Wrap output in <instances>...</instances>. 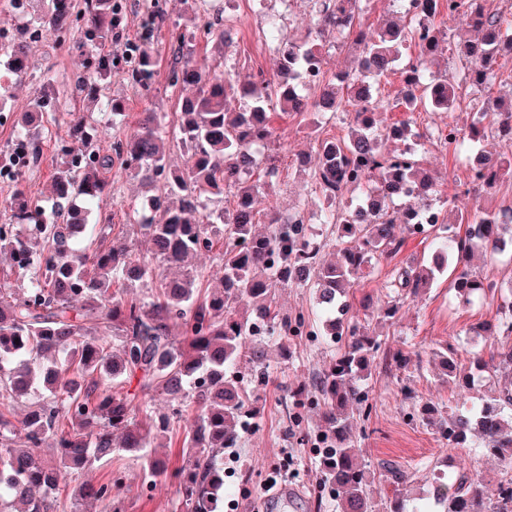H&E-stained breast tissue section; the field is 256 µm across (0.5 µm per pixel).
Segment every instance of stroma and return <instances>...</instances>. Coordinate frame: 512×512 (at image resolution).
I'll use <instances>...</instances> for the list:
<instances>
[{
	"label": "stroma",
	"instance_id": "obj_1",
	"mask_svg": "<svg viewBox=\"0 0 512 512\" xmlns=\"http://www.w3.org/2000/svg\"><path fill=\"white\" fill-rule=\"evenodd\" d=\"M165 21L155 28L152 45L159 54V62L150 88L144 89L130 83L122 73H114L111 80L102 84L101 100L120 99L125 103L124 114L111 113L87 106L86 102L74 101L67 105L58 124L41 130V160L34 173L25 174L22 188L39 199L45 208L55 204L52 183L57 172L59 141L67 127L83 121L102 128V146H109L113 136L126 133L139 113L161 112L168 122L178 120L176 100L178 91L168 85L171 54L168 48L170 32L174 24L193 29L188 19L185 0H163ZM225 15L239 16L240 21L230 33V41L224 49L214 43L197 38L195 50L207 57L216 69H223L225 58H233L240 77H248L252 70L261 68L266 73L277 69L276 56L261 51L259 39L265 25L263 16L254 12L249 0H221ZM32 57L40 72L51 71L58 81L70 80L83 67L85 51L77 43H70L58 50L48 43H36L31 47ZM38 77L21 83H10L4 94L8 113L0 121V148L12 144L14 122L27 111L39 89ZM415 129L422 137L416 147V158L421 167L430 171L436 181L432 199L437 208L451 209L454 200L488 209L512 203V180L501 184L492 195L475 192L468 179V171L458 158L446 154L439 142L425 139L428 130L455 121L466 126L470 120L469 107H459L454 115L443 112H423L412 116ZM272 125L276 139L268 149L279 168L278 183L266 205L278 212L293 211L296 204H303L307 213L318 212L322 197L311 184L298 175L301 154L312 152L316 138L342 139L348 133L340 120L314 122L312 117L274 114ZM149 187L143 176H123L115 194L104 195L98 213L110 217L114 226L110 238H127L138 241L140 249H147L135 226L128 224L126 212L132 203L142 202ZM428 252V245L420 237L406 236L400 252L392 262H385L374 273L359 275L354 287V302L349 311L354 320L368 325L380 334L383 345L372 360V376L367 390L372 405L371 416L362 431L356 434V445L362 448L364 462L374 470L377 484H384L386 477L380 470V462L387 461L415 471L414 480L403 487L409 503L431 497L437 472L467 467L482 479L488 491H495L500 467L497 461L480 454L474 448L449 447L436 428L422 425L416 415L419 403L426 400L443 404L447 413H454L480 404L490 389L498 386L497 372L485 369L477 374L471 388L460 389L442 380L436 353L446 344L467 349L478 344L483 351L497 345L494 336L478 335L481 324L492 322L495 317V301L486 299L469 305L460 304L448 283L441 282L417 296L399 304L395 318L382 320L380 309L386 301L384 284L394 267L407 266L419 261ZM288 355H281L276 345L268 347V364L271 376L267 383L250 387L249 405L260 417V427L248 435L242 447L233 449L224 459V484L231 487L228 507L224 512H255L260 506L264 481L271 467L288 465L291 472L288 487L296 512H334L332 507L318 506L314 491L318 485V467L306 437L314 433L318 418L316 411H309L302 424L293 423L281 402L285 389L303 390L306 396H314V381L325 368L330 351L324 345L306 337H288ZM408 353L410 362L406 368L394 367L391 355L396 350ZM415 392L414 399H405L404 388ZM121 477L118 492L121 512H171L176 498L171 484H159L152 495L142 490V474L132 454L125 453L111 461L98 463L88 477L103 483L112 477ZM250 481V495L236 494L242 481Z\"/></svg>",
	"mask_w": 512,
	"mask_h": 512
}]
</instances>
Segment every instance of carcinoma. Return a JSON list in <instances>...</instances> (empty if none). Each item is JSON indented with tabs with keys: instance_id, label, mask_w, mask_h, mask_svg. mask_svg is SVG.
<instances>
[{
	"instance_id": "carcinoma-1",
	"label": "carcinoma",
	"mask_w": 512,
	"mask_h": 512,
	"mask_svg": "<svg viewBox=\"0 0 512 512\" xmlns=\"http://www.w3.org/2000/svg\"><path fill=\"white\" fill-rule=\"evenodd\" d=\"M33 2L37 6L29 29L36 35L21 32L0 45L7 71L19 82L26 80L35 69L28 55L32 39L49 36L64 46L71 37L87 48L85 70L72 85L95 101L100 84L112 78L114 70L125 68V60L112 52V44L123 34L119 0H84L82 5L76 0ZM309 2L318 16L316 28L288 42L278 72L258 81L240 80L233 66L212 70L207 58L195 55L192 37L174 27L169 87L194 89L178 100L175 128L169 129L166 116L143 112L130 132L103 149L97 127L75 122L63 138L54 207L48 210L22 191L10 199L0 224V252L8 254L14 271L29 276V281L21 296L0 283V508L57 512L58 497L68 487L78 502L109 507L115 485L81 481L79 474L120 452L135 454L144 484L153 488L166 480L168 464L152 448L189 410L192 419L180 440L185 465L177 471L180 512H223L224 449L241 447L244 421L252 416L243 368L258 381L267 372V341L251 339L253 324L263 315L269 335L284 337L302 327L303 319L281 313L274 301V288L291 283L317 289L315 328L309 335L326 336L337 345L319 376L315 398L320 409L315 434L319 484L330 488L336 512H512V454L504 452L512 448L508 387L449 417L431 401L418 408L421 421L436 428L448 445L465 448L476 441L498 460L496 493L487 494L476 474L462 470L438 476L433 500L410 508L399 492L410 473L387 466L392 494L379 500L373 495L355 433L371 412L365 381L372 375L371 360L381 340L348 317L350 291L363 270L399 252L418 203L432 204L428 194L404 198L394 218L390 189L417 184L430 189L433 180L409 149H389L417 137L411 121L378 127L380 98L368 107H349L357 82L381 86L407 45L415 52L405 82L418 91L404 97L409 114L452 113L460 93L456 83L427 70L428 61L441 50L443 33L436 16L371 28L364 26L360 0ZM212 8V0H191L193 19L204 21V34L222 45L228 20L211 17ZM472 9L482 22L469 23L475 35L458 38L455 48L473 93L484 96L499 77V60L512 58V18L489 13L477 0H448L452 15L466 17ZM333 35L338 45L355 37L359 53L353 67L337 80L323 74L312 93L301 92L298 72L314 58L323 64L324 42ZM363 61L373 65L367 76ZM156 65L154 52L144 43L128 76L146 87ZM229 99L240 102L239 111L227 110ZM66 103L55 90L54 78H43L37 103L43 122L58 123ZM315 107L342 113L350 128L346 139H316L314 166L299 161L323 198L321 223L333 225L336 232L338 257L330 263L322 259L324 243L303 238L288 216L263 208L276 185L278 167L266 160L264 179L255 181L250 178L253 169L241 162L249 137H261L268 144L273 140L271 111L303 116ZM486 112L478 107L466 130L448 124V136L439 143L455 156L464 147L480 146L485 132L497 134L505 151L492 159L495 172L473 180L477 189L490 194L504 171L512 169V99L496 105L490 127L484 125ZM13 137L27 147L31 165H36L32 127L16 128ZM173 146L186 156L180 169L167 166ZM71 156L84 162L75 165ZM133 172L157 179L155 194L132 206L129 214L151 242L152 253L143 254L126 242L82 245L83 235L96 232V225L87 223L93 204L112 191L113 176ZM374 191L383 200L376 223L350 222V209L340 206V199L355 192L353 203H362ZM225 193L232 198L231 210L200 213L201 195ZM175 194L183 195L184 204L164 206ZM262 219L267 227L259 233L254 227ZM445 223L444 218L427 229L433 234L431 253L417 267L398 272L396 287L415 294L452 266L458 271L454 288L462 302L498 292L497 282L475 278L468 269L481 248L474 233L501 253L512 244V221L464 204L454 214L463 232L443 236ZM218 238L224 240V250L216 255L221 288L201 293L199 285L211 276L203 267L187 269L182 278L165 277V267H183L200 253L213 251ZM136 283L144 293L129 291ZM488 330L503 338L490 362L512 379V289L500 296L495 323ZM438 357L447 379L463 387L487 366L479 351L461 364L450 345ZM134 378L137 388L132 391L126 384ZM22 397L34 402L17 418L11 409ZM159 400L172 406L171 411L156 410ZM117 434L121 442L115 447ZM68 476L76 480L72 487L66 483Z\"/></svg>"
}]
</instances>
